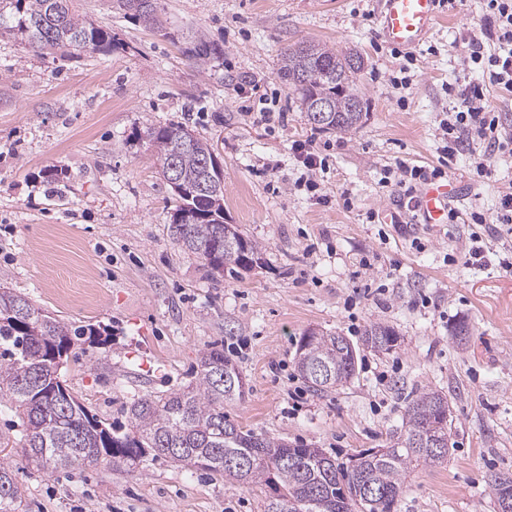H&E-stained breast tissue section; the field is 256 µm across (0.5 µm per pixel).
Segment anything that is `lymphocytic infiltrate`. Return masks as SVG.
Wrapping results in <instances>:
<instances>
[{
  "mask_svg": "<svg viewBox=\"0 0 512 512\" xmlns=\"http://www.w3.org/2000/svg\"><path fill=\"white\" fill-rule=\"evenodd\" d=\"M464 53L460 57L462 77L448 84V109L439 120L443 140L439 166L425 169L405 161L387 167L381 180L401 208L411 209L419 184L445 178L454 158L466 154L475 163L481 180H492L494 155L512 156V138L506 137L496 110L489 102L490 89L512 95V0H483L479 21L466 29L460 38ZM294 153L303 172L296 180L297 189L313 194L317 204L328 205L330 199L321 194L316 176L325 170L323 155L316 137L295 142Z\"/></svg>",
  "mask_w": 512,
  "mask_h": 512,
  "instance_id": "1",
  "label": "lymphocytic infiltrate"
}]
</instances>
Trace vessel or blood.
<instances>
[{
  "label": "vessel or blood",
  "mask_w": 512,
  "mask_h": 512,
  "mask_svg": "<svg viewBox=\"0 0 512 512\" xmlns=\"http://www.w3.org/2000/svg\"><path fill=\"white\" fill-rule=\"evenodd\" d=\"M378 19L385 43L410 50L418 47L439 20L438 0H378ZM417 219L423 224L448 221V189L428 185L418 193Z\"/></svg>",
  "instance_id": "1"
}]
</instances>
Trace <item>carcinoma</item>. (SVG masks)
Wrapping results in <instances>:
<instances>
[{
	"instance_id": "obj_1",
	"label": "carcinoma",
	"mask_w": 512,
	"mask_h": 512,
	"mask_svg": "<svg viewBox=\"0 0 512 512\" xmlns=\"http://www.w3.org/2000/svg\"><path fill=\"white\" fill-rule=\"evenodd\" d=\"M113 7L154 29L166 28L157 0H113ZM0 30L40 51L73 49L107 55L115 47L112 30L77 14L71 0H0ZM203 66L219 47L198 40L186 50ZM362 58L327 46L300 41L281 53L278 76L297 94L309 124L321 131L347 132L363 118L356 88ZM316 101L330 103L326 119L310 112ZM167 175L176 164L170 232L184 251L213 273L235 277L259 260L261 246L224 224V173L206 168L212 156L208 143L185 126L149 127L144 131ZM91 326L74 327L35 306L26 296L0 289V404L7 403L21 419L19 443L24 459L51 472L123 462L137 466L143 458H162L189 470L221 474L225 479L264 485L270 490L265 512H393L407 473L440 459L439 451L423 445L448 410V400L433 389L412 393L396 441L382 455L355 453L344 462H328L319 448L290 444L257 435L231 422L224 405L241 400L245 383L224 350L205 351L198 363V381L167 396L133 401L126 413L127 432L90 415L59 377V365L72 346L98 340ZM338 334L321 332L298 343L296 367L316 392L333 390L354 374L357 359ZM398 336L374 324L362 346L388 354ZM334 370L332 380L317 382L305 372L302 359ZM0 456V512H18L24 491L10 463ZM488 487L495 501L512 489V477L494 473Z\"/></svg>"
}]
</instances>
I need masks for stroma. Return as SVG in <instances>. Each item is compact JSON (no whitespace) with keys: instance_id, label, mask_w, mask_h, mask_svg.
<instances>
[{"instance_id":"obj_1","label":"stroma","mask_w":512,"mask_h":512,"mask_svg":"<svg viewBox=\"0 0 512 512\" xmlns=\"http://www.w3.org/2000/svg\"><path fill=\"white\" fill-rule=\"evenodd\" d=\"M167 31L124 16L112 0H75L109 26L119 47L93 57L41 54L0 33V287L74 325L109 328L107 341L77 343L60 375L104 422L127 426L126 407L194 383L198 361L223 349L246 394L225 405L243 429L322 449L342 459L382 448L420 387L448 399L452 439L446 457L405 481L394 512H495L487 484L512 472V234L477 224L367 223L366 211L397 213L380 180L394 159L439 160L443 85L458 76L453 44L480 17L482 0L443 14L416 51L409 89L389 81L398 67L379 39L377 0H158ZM221 48L204 66L186 56V36ZM300 41L361 56L357 88L367 103L347 133L321 132L329 166L321 206L295 181L292 146L314 131L278 76L281 51ZM257 77L288 112L286 125H257L241 114L257 96L234 86ZM183 125L213 148L224 169V217L262 247V259L235 278L213 276L172 239L176 206L157 154L139 134ZM477 181L471 159L453 162L463 182L448 205L492 210L512 185V157ZM58 172L47 180L45 169ZM349 192L352 209L340 196ZM488 246L473 266L460 258L472 234ZM421 248H414L412 240ZM388 280L382 304L349 299L360 280ZM466 323L468 334L456 328ZM390 326L391 354L361 348L365 329ZM316 328L359 345L356 371L317 393L300 377V337ZM24 512H264L261 485L190 472L164 459L139 469L122 463L46 472L13 455Z\"/></svg>"}]
</instances>
